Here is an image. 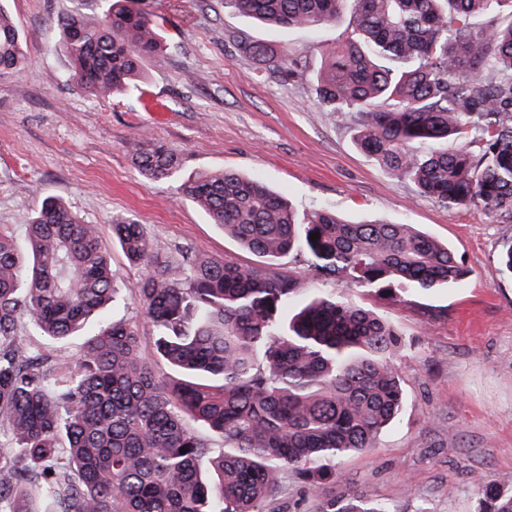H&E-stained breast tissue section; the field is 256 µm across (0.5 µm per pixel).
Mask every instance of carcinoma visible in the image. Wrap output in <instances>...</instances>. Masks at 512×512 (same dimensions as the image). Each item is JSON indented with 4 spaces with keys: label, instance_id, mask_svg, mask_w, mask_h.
I'll return each mask as SVG.
<instances>
[{
    "label": "carcinoma",
    "instance_id": "obj_1",
    "mask_svg": "<svg viewBox=\"0 0 512 512\" xmlns=\"http://www.w3.org/2000/svg\"><path fill=\"white\" fill-rule=\"evenodd\" d=\"M225 3L288 29L348 14L346 38L323 50L313 75L319 104L352 113L357 147L421 195L512 223V0ZM136 4L60 22L70 77L95 97L129 94L167 50ZM243 47L284 83L304 74L264 42ZM24 63L20 29L1 7L0 73ZM128 152L147 180L179 181L263 264L187 249L171 260L145 225L113 221L112 238L142 273L148 357L136 323L104 317L116 274L96 225L50 197L25 241L0 225V512H283L286 471L306 488L309 512H395L336 492L328 461L374 450L401 411L393 361L405 340L377 310L315 284L400 298L462 281L453 251L411 224L306 215L234 170L183 177L179 155L147 134ZM286 257L294 269L276 271ZM26 323L54 340L87 338L71 360L28 344ZM479 512H512V478L484 487Z\"/></svg>",
    "mask_w": 512,
    "mask_h": 512
}]
</instances>
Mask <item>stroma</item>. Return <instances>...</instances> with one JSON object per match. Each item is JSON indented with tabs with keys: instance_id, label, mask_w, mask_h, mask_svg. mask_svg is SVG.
Instances as JSON below:
<instances>
[{
	"instance_id": "1",
	"label": "stroma",
	"mask_w": 512,
	"mask_h": 512,
	"mask_svg": "<svg viewBox=\"0 0 512 512\" xmlns=\"http://www.w3.org/2000/svg\"><path fill=\"white\" fill-rule=\"evenodd\" d=\"M21 31L26 66L0 74V225L24 235L40 199L65 201L98 225L126 298L113 317L152 329L133 302L140 271L112 238V219L144 224L158 251L177 247L243 267L257 259L186 200L174 181L150 182L127 143L141 132L177 152L184 175L231 169L265 181L301 211L336 210L352 221L405 222L448 243L468 276L460 283L386 299L350 297L387 317L410 342L394 361L405 393L375 450L337 460L344 489L397 512H475L483 481L512 478V275L498 254L512 224L476 208L448 210L354 145L349 113L317 102L312 79L281 83L227 38L262 40L317 70L346 20L310 33L271 29L224 0H140L167 53L131 94L97 99L69 79L57 51L59 20L100 17L105 0H0ZM155 100L161 114L148 112Z\"/></svg>"
}]
</instances>
